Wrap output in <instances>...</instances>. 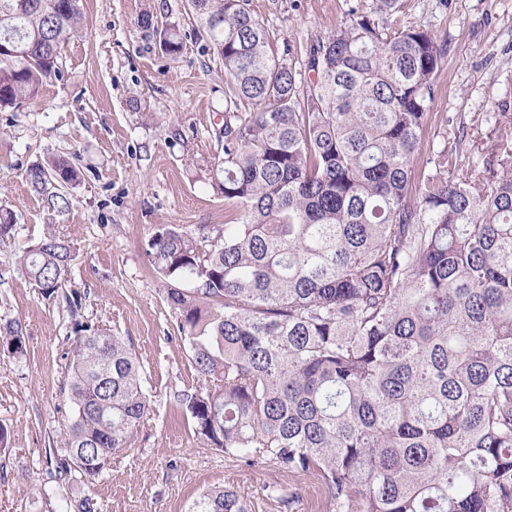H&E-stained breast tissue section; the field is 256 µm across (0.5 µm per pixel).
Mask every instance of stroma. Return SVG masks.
I'll list each match as a JSON object with an SVG mask.
<instances>
[{"label":"stroma","mask_w":512,"mask_h":512,"mask_svg":"<svg viewBox=\"0 0 512 512\" xmlns=\"http://www.w3.org/2000/svg\"><path fill=\"white\" fill-rule=\"evenodd\" d=\"M353 3L251 0L273 40L296 56L348 26ZM80 5L83 34L63 46L61 77L37 99L0 112V206L20 226L0 243V319L20 320L27 341L22 358L0 353V424L11 433L0 453V512H70L69 502L84 498L92 512H186L200 490L222 485L252 500L256 512H277L265 496L273 486L296 490L293 512H323L318 481L225 461L193 437L170 402L195 375L144 243L158 226L220 224L238 209L211 179L224 156V66L186 0ZM149 12L178 25V56L138 26ZM391 21L448 39L424 149L462 130L472 156L486 155L497 136L486 113L506 112L512 122V0H404ZM57 156L79 172L60 213L26 180L33 163ZM51 228L76 247L71 285L86 294V316L124 336L151 375V414L90 483L51 478L49 459L73 417L63 387L67 314L8 270L15 253Z\"/></svg>","instance_id":"1"}]
</instances>
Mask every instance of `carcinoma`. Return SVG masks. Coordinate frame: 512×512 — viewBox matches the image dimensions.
<instances>
[{
    "label": "carcinoma",
    "mask_w": 512,
    "mask_h": 512,
    "mask_svg": "<svg viewBox=\"0 0 512 512\" xmlns=\"http://www.w3.org/2000/svg\"><path fill=\"white\" fill-rule=\"evenodd\" d=\"M189 7L224 63L214 185L239 210L145 243L197 377L174 406L224 458L315 478L330 512H512V148L481 178L459 139L421 159L448 41L388 24L400 0L358 3L306 48L302 82L250 0ZM80 23L79 0H0V111L60 78ZM141 24L181 52L174 25ZM26 177L62 211L78 174L57 159ZM17 234L1 208L0 241ZM74 254L49 231L12 265L70 319L62 484L102 475L150 409L145 366L68 287ZM0 344L24 355L20 321L0 323ZM267 496L292 512L294 493ZM188 512L253 510L215 486Z\"/></svg>",
    "instance_id": "carcinoma-1"
}]
</instances>
